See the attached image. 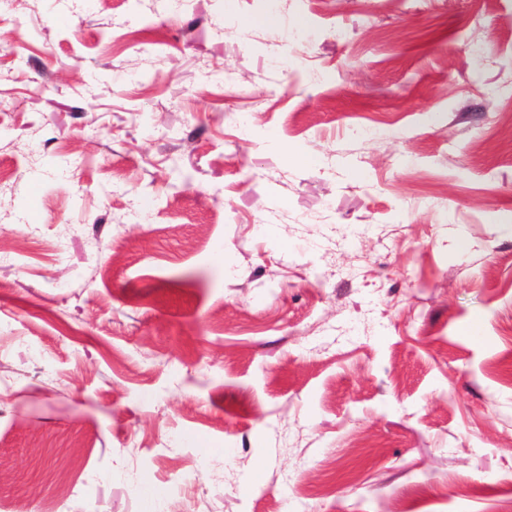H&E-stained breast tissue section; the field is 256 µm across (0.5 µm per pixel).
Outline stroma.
<instances>
[{"label": "stroma", "instance_id": "stroma-1", "mask_svg": "<svg viewBox=\"0 0 512 512\" xmlns=\"http://www.w3.org/2000/svg\"><path fill=\"white\" fill-rule=\"evenodd\" d=\"M508 113L512 0H0V512H504Z\"/></svg>", "mask_w": 512, "mask_h": 512}]
</instances>
